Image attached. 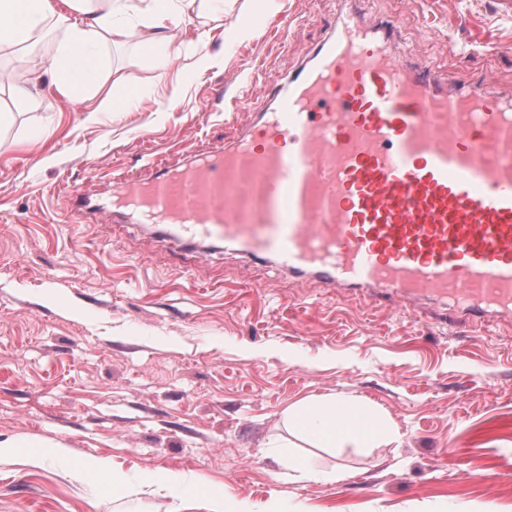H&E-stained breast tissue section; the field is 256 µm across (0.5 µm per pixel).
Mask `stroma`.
I'll return each instance as SVG.
<instances>
[{
  "label": "stroma",
  "mask_w": 512,
  "mask_h": 512,
  "mask_svg": "<svg viewBox=\"0 0 512 512\" xmlns=\"http://www.w3.org/2000/svg\"><path fill=\"white\" fill-rule=\"evenodd\" d=\"M224 4L203 70L182 58L137 65V39L104 46L105 88L136 87L125 112H89L55 89L51 113L19 106L0 60V441L58 442L66 456L0 461V512H211L210 502L142 483L174 470L248 512H512V319L449 323L375 306L274 262L211 243L186 251L109 220L66 224L63 190L113 188L146 150L170 161L233 143L268 94L250 73L297 69L340 13L397 20L391 50L440 84L483 83L512 103V0H253ZM250 23L256 35L233 39ZM452 38H444L445 30ZM247 111L226 119L235 101ZM346 393L381 407L395 448L302 446L336 481H289L269 443L289 405ZM90 457L124 485L102 495Z\"/></svg>",
  "instance_id": "35a3bbf8"
}]
</instances>
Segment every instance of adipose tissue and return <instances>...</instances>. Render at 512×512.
I'll list each match as a JSON object with an SVG mask.
<instances>
[{"label":"adipose tissue","instance_id":"adipose-tissue-1","mask_svg":"<svg viewBox=\"0 0 512 512\" xmlns=\"http://www.w3.org/2000/svg\"><path fill=\"white\" fill-rule=\"evenodd\" d=\"M219 22L208 0H0V54L13 53L27 78L15 89L18 101L39 109L44 84L94 112H123L128 100L106 94L109 62L101 47L122 43L137 31L143 43L180 57L194 47L197 63L209 62L206 38ZM195 39H185L187 30ZM56 33L49 65L37 46ZM295 439L316 448H382L399 443L390 419L353 398L314 396L283 412Z\"/></svg>","mask_w":512,"mask_h":512}]
</instances>
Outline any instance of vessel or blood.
I'll return each mask as SVG.
<instances>
[{
    "label": "vessel or blood",
    "instance_id": "vessel-or-blood-1",
    "mask_svg": "<svg viewBox=\"0 0 512 512\" xmlns=\"http://www.w3.org/2000/svg\"><path fill=\"white\" fill-rule=\"evenodd\" d=\"M391 29L339 15L232 145L151 157L110 197L70 187V223L131 218L179 249L224 239L408 314L438 299L467 323L511 317L512 113L481 84L409 69Z\"/></svg>",
    "mask_w": 512,
    "mask_h": 512
}]
</instances>
